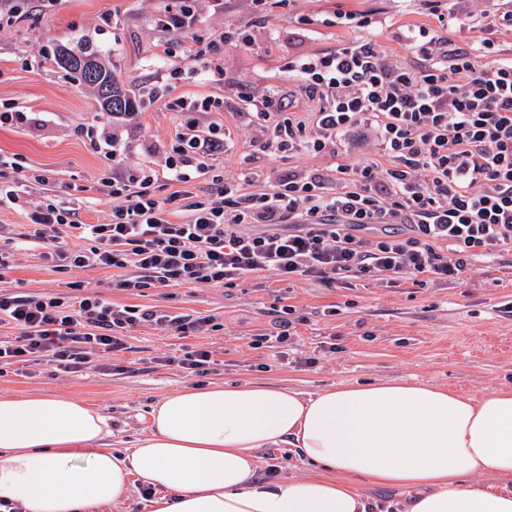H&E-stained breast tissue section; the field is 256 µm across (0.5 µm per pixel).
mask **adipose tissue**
<instances>
[{
  "instance_id": "ef3b65f1",
  "label": "adipose tissue",
  "mask_w": 512,
  "mask_h": 512,
  "mask_svg": "<svg viewBox=\"0 0 512 512\" xmlns=\"http://www.w3.org/2000/svg\"><path fill=\"white\" fill-rule=\"evenodd\" d=\"M150 417L118 451L111 417L82 400L0 397V499L104 512L140 480L159 492L152 512H367L366 482L407 512H512V388L213 385L163 397ZM266 448L292 449L306 475L258 480Z\"/></svg>"
}]
</instances>
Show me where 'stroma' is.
<instances>
[{"label": "stroma", "mask_w": 512, "mask_h": 512, "mask_svg": "<svg viewBox=\"0 0 512 512\" xmlns=\"http://www.w3.org/2000/svg\"><path fill=\"white\" fill-rule=\"evenodd\" d=\"M169 0H27L22 17H0V103L13 102L35 119L25 129L0 126V154L18 155L25 177L23 195L38 199L31 175L55 173L51 194L75 196L87 223L105 221L112 200L102 183L111 173L128 174L147 164L164 168L172 136L187 118L200 129L224 131L219 159L224 179L251 176V190H265L291 170L335 169L333 154L262 152L268 122L255 109L275 91L290 97L293 109L315 104L300 93L293 64L356 40L376 43L387 56L412 63L404 39L408 30L436 21L419 0H267L254 12L250 0H199L192 31L167 34L157 20ZM367 14L372 25L354 28L337 13ZM247 30L248 46L207 53L224 30ZM95 50L119 86L138 101L134 113L115 118L101 111L92 88L57 63L59 49ZM196 67L192 79H171L176 69ZM221 67L224 78L204 79L205 67ZM167 85L168 97L223 98L220 112L186 116L154 98ZM103 129L122 149L113 165L81 135L82 127ZM18 264L0 281V291L20 295L69 293L70 283L102 293L117 305H140L174 314L210 315L216 326L205 335L179 338L149 327L128 331L124 350L91 358L79 372L49 366L35 374L0 376V397L47 394L83 400L112 418V442L125 448L147 428L153 405L186 388L262 382L316 392L343 384L406 379L480 394L512 387V250L478 262L472 275L456 283L424 286L404 280L388 285L356 279L344 288L315 281H280L266 276L233 287L146 288L141 294L116 288L122 273L109 268L64 272L49 267L40 248L20 251ZM296 318L287 354L253 347L255 336L272 330L283 306ZM337 352H329L330 343ZM214 350L220 365L203 376H185L169 359L183 348Z\"/></svg>", "instance_id": "1"}]
</instances>
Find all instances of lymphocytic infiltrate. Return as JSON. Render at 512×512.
<instances>
[{
    "mask_svg": "<svg viewBox=\"0 0 512 512\" xmlns=\"http://www.w3.org/2000/svg\"><path fill=\"white\" fill-rule=\"evenodd\" d=\"M438 22L411 30L417 62H392L371 42L355 41L299 64L302 90L320 103L313 124L289 114L282 96H267L259 115L271 122L269 152L320 154L343 141L373 136L384 162H337L334 173L291 171L271 190L245 193L224 183L218 128L183 124L163 170L106 179L114 205L107 221L83 222L77 209L51 198L20 200L8 181L22 172L0 158V205L23 211L29 229L0 242V280L15 268L19 247L38 246L58 270H122L119 288L136 292L187 284L230 287L261 274L332 287L353 277L396 283L456 282L476 262L512 245V59L497 35L512 29V10L469 21L442 0H421ZM476 32L457 46L448 29ZM179 184L170 199L154 194ZM213 188L198 194L199 181ZM184 204L182 222L169 201ZM82 240L58 245L60 234ZM0 375L40 364L76 373L92 356L123 349L126 332L152 326L185 338L213 329L210 316L116 305L98 292L19 296L0 293Z\"/></svg>",
    "mask_w": 512,
    "mask_h": 512,
    "instance_id": "f902f5d3",
    "label": "lymphocytic infiltrate"
}]
</instances>
